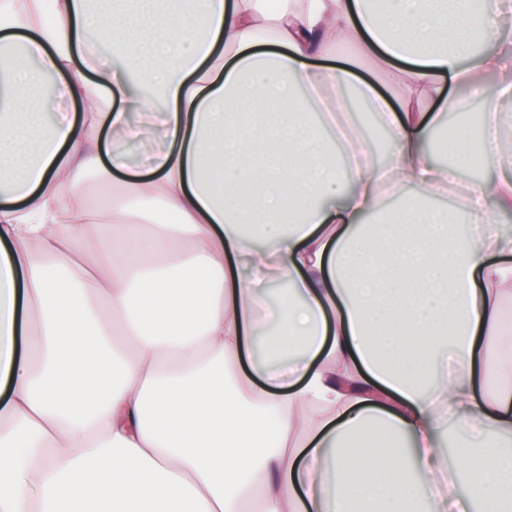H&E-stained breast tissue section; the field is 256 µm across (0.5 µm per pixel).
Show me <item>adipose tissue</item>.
Listing matches in <instances>:
<instances>
[{"instance_id": "obj_1", "label": "adipose tissue", "mask_w": 512, "mask_h": 512, "mask_svg": "<svg viewBox=\"0 0 512 512\" xmlns=\"http://www.w3.org/2000/svg\"><path fill=\"white\" fill-rule=\"evenodd\" d=\"M124 2L0 0V512H512V0ZM358 75L363 79L372 81L379 91L388 96L391 102L397 106L399 90L389 83L386 70L374 56L364 59ZM459 122H453L448 124L447 128L442 130L437 137L436 140V150L443 156H447L448 154L445 151V144L448 142L450 138V131H455ZM470 136L469 129L465 126H461L457 128L455 136L453 140L448 143V152L450 158L458 159L464 150H461L464 146H466L468 139ZM462 146V148H460Z\"/></svg>"}]
</instances>
